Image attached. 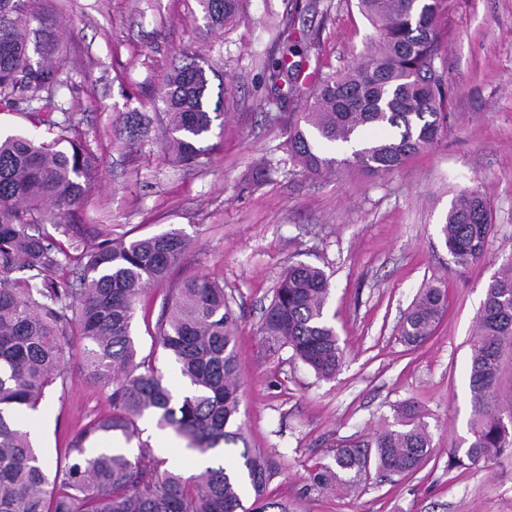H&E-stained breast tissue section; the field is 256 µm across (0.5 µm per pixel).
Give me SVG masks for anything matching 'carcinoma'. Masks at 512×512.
Here are the masks:
<instances>
[{
  "label": "carcinoma",
  "instance_id": "obj_1",
  "mask_svg": "<svg viewBox=\"0 0 512 512\" xmlns=\"http://www.w3.org/2000/svg\"><path fill=\"white\" fill-rule=\"evenodd\" d=\"M207 28L233 24L243 0H197ZM445 0H357L378 34L365 63L311 79L293 60L313 42L291 21L278 29L264 82L274 94L309 101L287 121L289 161L312 176L360 169L372 175L402 167L438 145L448 123L447 78L438 70L437 19ZM52 38L34 0H0V111L54 96L64 86L53 65L33 61L30 46ZM167 133L179 163L196 168L202 143L224 112L211 101L200 57L171 61L160 89ZM62 114L58 121L53 112ZM42 122L55 131L45 142L33 134L0 138V512H287L264 498L275 463L248 446L238 424L237 318L224 285L207 275L188 279L166 299L155 344L176 363L189 390L175 397L161 371L137 360L132 338L136 304L148 286L163 281L191 246L180 229L131 240L105 239L92 248L73 240L57 247L45 224L79 207L96 171L72 113L49 103ZM491 207L474 189L452 198L441 233L460 267L487 257ZM67 263L73 279L58 281ZM331 282L319 267L298 263L280 276L259 334L322 380L336 376L344 350L325 315ZM447 303L446 290L426 285L401 325V336L420 343L434 335ZM82 347L85 375L106 395L111 411L91 419L68 442L67 462L48 469L36 454L21 415L38 410L48 388L66 387L67 363ZM512 346V262L486 287L471 341L467 384L472 414L464 448L448 452V469H470L512 454V405L497 393L500 358ZM154 416L186 442V449L214 458L242 444L238 470L254 493L242 501L238 477L207 466L185 478L164 457L145 463L124 448H95L101 438L130 443L138 421ZM431 437L414 403L397 407L393 421L363 444L339 442L314 485L350 488L376 470L416 471L430 455Z\"/></svg>",
  "mask_w": 512,
  "mask_h": 512
}]
</instances>
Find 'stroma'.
Wrapping results in <instances>:
<instances>
[{"label": "stroma", "mask_w": 512, "mask_h": 512, "mask_svg": "<svg viewBox=\"0 0 512 512\" xmlns=\"http://www.w3.org/2000/svg\"><path fill=\"white\" fill-rule=\"evenodd\" d=\"M296 0H245L233 26L206 32L197 0H36L53 35L41 55L59 62L66 81L56 102L71 107L98 181L85 205L65 216L69 237L94 246L178 228L195 243L167 281L137 306L132 338L139 356L160 368L174 393L185 381L154 343L171 288L210 275L235 299L241 394L239 421L249 447L277 464L266 497L288 512H512V455L468 470L448 467L471 416L466 369L485 290L512 261V0H447L439 19L437 65L448 77V129L438 145L403 167L372 177L358 171L313 178L288 161L279 102L263 64L277 27L292 19L313 38L305 72L325 77L364 60L376 33L356 0H330L327 15L295 9ZM205 58L212 88H225L224 118L205 144L204 167L178 163L166 147L157 100L165 67L177 54ZM149 120L122 133L126 112ZM477 190L490 204L488 256L455 265L441 234L453 196ZM330 278L329 314L345 359L336 378L317 379L290 351H268L258 334L283 271L295 263ZM447 290L435 335L411 346L399 325L427 282ZM417 402L433 450L416 472L370 473L347 493L313 485L336 442L370 440L395 405ZM71 361L66 386L50 388L33 419L49 465L65 459L70 433L108 412ZM152 454L183 476L199 465L182 442L164 443L152 417L138 422Z\"/></svg>", "instance_id": "obj_1"}]
</instances>
